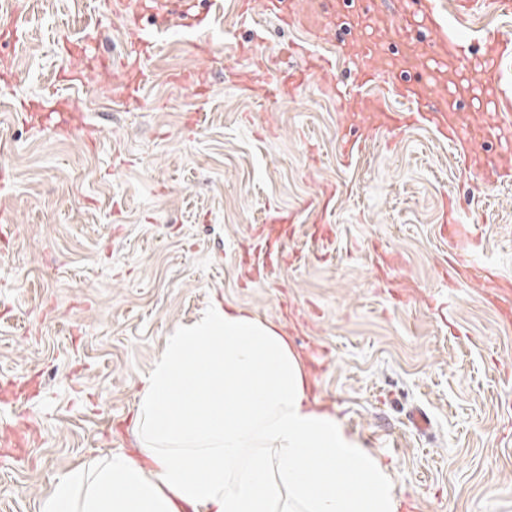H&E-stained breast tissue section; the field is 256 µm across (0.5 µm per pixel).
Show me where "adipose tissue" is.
<instances>
[{"label": "adipose tissue", "instance_id": "adipose-tissue-1", "mask_svg": "<svg viewBox=\"0 0 512 512\" xmlns=\"http://www.w3.org/2000/svg\"><path fill=\"white\" fill-rule=\"evenodd\" d=\"M137 451L59 476L41 512H398L388 467L324 409L287 336L213 301L144 381Z\"/></svg>", "mask_w": 512, "mask_h": 512}]
</instances>
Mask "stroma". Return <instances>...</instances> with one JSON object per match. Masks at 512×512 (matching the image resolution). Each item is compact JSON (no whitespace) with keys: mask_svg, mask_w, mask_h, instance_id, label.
<instances>
[{"mask_svg":"<svg viewBox=\"0 0 512 512\" xmlns=\"http://www.w3.org/2000/svg\"><path fill=\"white\" fill-rule=\"evenodd\" d=\"M156 45L120 107L100 78L79 90L92 133L62 136L25 104L67 91L56 80L61 34L77 41L95 0H25L24 43L0 39V382L24 389L0 405L33 434L24 460L0 462V512H40L54 479L134 452L144 379L178 327L213 298L282 329L315 369L322 403L393 472L414 512H512V322L440 264L442 202L456 198L477 246L465 257L512 280V124L460 113L489 133L478 159L491 178L470 202L468 171L425 126L390 130L382 113L351 112L321 81L283 97L252 67L266 49L306 41L272 19L238 23L236 0H145ZM306 23L331 21L318 52L337 83L357 80L363 41L379 71L412 76L395 57L396 17L359 20L353 0H291ZM207 14L211 50L192 25ZM205 72L207 100L173 82ZM367 144L344 163L342 141ZM339 193L324 239L304 209L321 186ZM301 209L306 257L265 281L245 277L241 249L268 208ZM424 411L428 430L409 417Z\"/></svg>","mask_w":512,"mask_h":512,"instance_id":"1","label":"stroma"}]
</instances>
